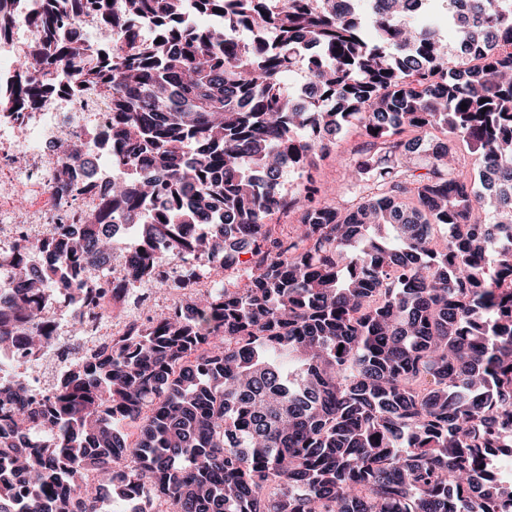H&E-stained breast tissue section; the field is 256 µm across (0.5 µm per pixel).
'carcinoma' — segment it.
<instances>
[{
  "label": "carcinoma",
  "instance_id": "carcinoma-1",
  "mask_svg": "<svg viewBox=\"0 0 512 512\" xmlns=\"http://www.w3.org/2000/svg\"><path fill=\"white\" fill-rule=\"evenodd\" d=\"M443 2L452 50L419 0H193L220 19L198 28L187 0L33 9L48 58L24 62L0 108L69 76L112 106V142L64 135L56 182L95 150L125 176L69 244L19 246L26 293L0 307V344L18 311L42 345L39 299L65 269L75 290L106 274L112 213L147 247L124 290L155 244L254 261L188 311H156L39 407L0 384V512H512L494 464L512 458V0ZM87 9L120 31L102 55L58 31ZM309 46L324 96L298 103L282 75ZM354 128L350 197L322 204L316 159ZM458 142L477 175L448 164ZM281 213L297 214L284 238L268 224ZM184 224L210 228L188 239ZM35 250L50 262L30 271Z\"/></svg>",
  "mask_w": 512,
  "mask_h": 512
}]
</instances>
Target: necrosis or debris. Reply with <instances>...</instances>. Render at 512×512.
Wrapping results in <instances>:
<instances>
[{
    "mask_svg": "<svg viewBox=\"0 0 512 512\" xmlns=\"http://www.w3.org/2000/svg\"><path fill=\"white\" fill-rule=\"evenodd\" d=\"M0 9L8 12L11 23L8 33L0 36V84L7 86L17 74V60L38 51L42 39L26 23V0H0ZM111 132L110 113L72 88L60 89L20 111L0 113L1 254H14L18 243L50 233H81V216L95 209L109 189L112 167L104 163L92 173L73 167L68 188L58 189L54 171L65 156L62 136L89 139ZM18 171L29 190L22 207L16 202L12 179ZM126 237V225H117V245L106 261L107 279L79 292L56 287L45 291L49 334L43 346L33 350L9 344L0 351V381H23L32 405L49 401L62 374L77 360L146 324L159 306L183 304L191 293L211 288V280L202 277L179 284L180 268L162 250L148 275L150 290L140 293L138 304H130L121 289L133 253ZM73 329L80 331L79 339H70Z\"/></svg>",
    "mask_w": 512,
    "mask_h": 512,
    "instance_id": "necrosis-or-debris-1",
    "label": "necrosis or debris"
}]
</instances>
